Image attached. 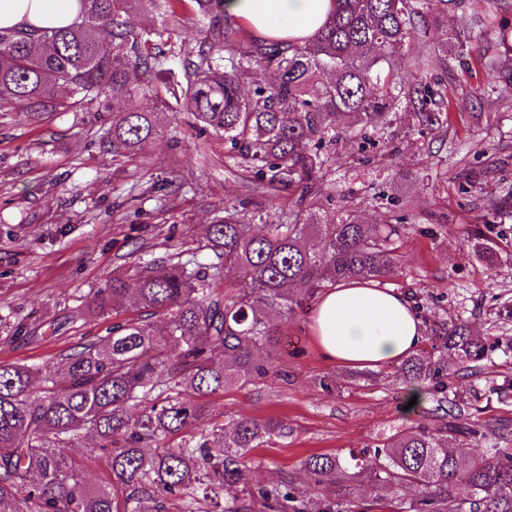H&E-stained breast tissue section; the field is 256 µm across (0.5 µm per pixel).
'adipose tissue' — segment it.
<instances>
[{
  "instance_id": "adipose-tissue-1",
  "label": "adipose tissue",
  "mask_w": 512,
  "mask_h": 512,
  "mask_svg": "<svg viewBox=\"0 0 512 512\" xmlns=\"http://www.w3.org/2000/svg\"><path fill=\"white\" fill-rule=\"evenodd\" d=\"M227 14L246 21L255 38L306 37L325 22L330 0H225ZM75 0H0V28L62 27ZM322 357L353 366H397L421 347L422 324L407 297L363 280L321 294L311 315Z\"/></svg>"
}]
</instances>
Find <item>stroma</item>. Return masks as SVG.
I'll return each instance as SVG.
<instances>
[{
	"label": "stroma",
	"mask_w": 512,
	"mask_h": 512,
	"mask_svg": "<svg viewBox=\"0 0 512 512\" xmlns=\"http://www.w3.org/2000/svg\"><path fill=\"white\" fill-rule=\"evenodd\" d=\"M181 25L167 41L165 66L180 73L208 29L194 0H183ZM481 0H464L448 15L460 38L447 65L419 68L396 61L408 83L441 82L449 95L468 98L447 126L417 131L398 112L401 137L374 138L359 149L346 139L326 149L333 207L359 216L392 215L408 224L398 242L400 269L385 287L407 294L419 316L436 313L465 321L489 352L476 375L449 381L465 415L512 424V88L494 86L484 55L496 35L483 20ZM111 109L90 105L29 124L0 112V362H46L63 350L104 335L106 322L78 314L120 258L145 244L143 261L190 250L206 258L207 226L225 199L249 198L251 210L277 223L299 192L253 190L249 174L224 166V143L197 133L190 114L165 113L161 133L133 158L113 160L99 143ZM497 211L480 220L489 203ZM478 235L498 253L488 266L471 252ZM21 338H14L15 327ZM278 365L285 376L229 387L204 397V417L188 434H212L243 416L274 418L289 430L251 453L259 482L292 475L305 491L308 512H320L322 494L300 468L311 454L345 453L421 421L430 400L404 411L395 386L325 389L326 376L348 366L318 354L308 314L285 328ZM96 438L80 433L70 453L85 461L93 486L110 481Z\"/></svg>",
	"instance_id": "obj_1"
}]
</instances>
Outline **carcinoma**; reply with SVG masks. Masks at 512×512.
Masks as SVG:
<instances>
[{
    "mask_svg": "<svg viewBox=\"0 0 512 512\" xmlns=\"http://www.w3.org/2000/svg\"><path fill=\"white\" fill-rule=\"evenodd\" d=\"M174 2L76 0L77 17L68 26L0 28V111L37 124L54 112L110 101L121 117L101 143L114 157H130L158 133L159 113L177 108L224 141V167L248 169L262 188L295 186L299 203L282 211L279 223L248 234L247 220L257 214L246 215L241 200L224 202L209 225V262L181 251L146 265L121 264L80 313L97 319L122 301L137 317L41 366L0 362V512H169L185 495L210 500L214 512H307L293 477L253 482L249 454L288 437L279 422L241 418L210 439L192 435L175 448L165 440L204 414L195 397L285 376L274 358L261 361L256 351L276 350L281 325L324 290L347 279L381 283L396 273V242L407 225L334 212L310 223L325 177L323 149L348 132L365 144L370 127L394 135L390 114L402 104L419 125L439 127L460 107L447 86L405 85L392 69L405 54L419 66L448 56L446 37L438 55L420 51L429 35L428 0H332L321 28L288 40L253 39L226 14L224 0H194L210 20L207 45L184 59L181 77L155 85L159 45L180 26ZM135 4L148 6L161 25L128 26L125 16ZM487 22L511 60L512 25ZM257 70L271 80L243 92ZM49 77L65 96L48 87ZM147 96L156 110L137 105ZM229 273L236 283L223 291ZM156 316L166 320L162 333L152 323ZM427 341L386 375H347L350 386L389 380L432 394L434 423L418 422L358 453L302 460L329 496L322 512H351L346 498L364 480L397 512H512V448L448 446L454 438L478 444L512 433L463 421L465 410L448 398V379L475 369L486 346L464 321L444 318L428 324ZM37 377L42 395L33 399ZM133 407L141 408L136 416ZM82 430L108 453L111 485H86L82 464L70 456ZM459 485L470 489L467 497L454 495ZM407 486L418 495L403 501Z\"/></svg>",
    "mask_w": 512,
    "mask_h": 512,
    "instance_id": "obj_1",
    "label": "carcinoma"
}]
</instances>
